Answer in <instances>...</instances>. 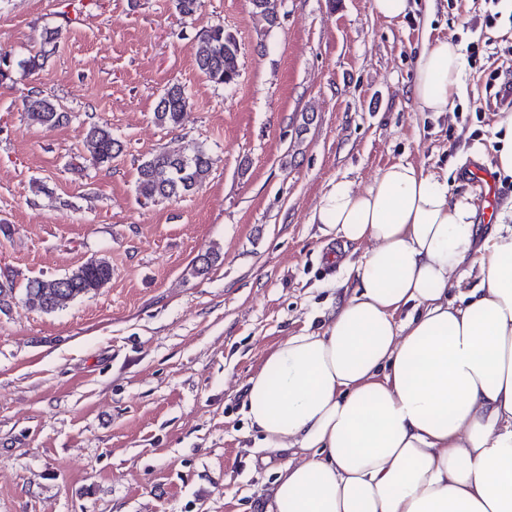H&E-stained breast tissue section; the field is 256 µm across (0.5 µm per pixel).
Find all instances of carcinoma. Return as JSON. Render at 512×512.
I'll list each match as a JSON object with an SVG mask.
<instances>
[{
	"label": "carcinoma",
	"instance_id": "1",
	"mask_svg": "<svg viewBox=\"0 0 512 512\" xmlns=\"http://www.w3.org/2000/svg\"><path fill=\"white\" fill-rule=\"evenodd\" d=\"M251 13L268 25L277 22V0H249ZM198 70L216 86L230 87L240 71V46L236 36L222 26L211 27L199 35L196 57ZM41 66L39 55L12 61L0 69V83L12 79L15 69L33 71ZM191 96L185 87L174 83L167 87L153 112L155 124L176 128L185 119ZM28 119L45 128L60 124L63 113L54 101L41 92H30L25 98ZM89 161L103 166L122 151L121 142L112 131L97 124L91 125L85 136ZM213 157L198 146L192 152L162 148L143 159L137 167L135 191L143 204L182 197L202 186L210 175ZM112 280V265L104 257L90 258L70 273L51 280L34 278L24 288L26 303L50 314L62 311L74 301L97 293Z\"/></svg>",
	"mask_w": 512,
	"mask_h": 512
}]
</instances>
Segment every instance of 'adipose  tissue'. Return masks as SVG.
Masks as SVG:
<instances>
[{
	"label": "adipose tissue",
	"instance_id": "adipose-tissue-1",
	"mask_svg": "<svg viewBox=\"0 0 512 512\" xmlns=\"http://www.w3.org/2000/svg\"><path fill=\"white\" fill-rule=\"evenodd\" d=\"M466 79L460 44L425 43L418 111H448ZM473 217L405 161L324 194V233L366 250L326 324L248 380L261 448L292 452L270 512H512V202L487 233Z\"/></svg>",
	"mask_w": 512,
	"mask_h": 512
}]
</instances>
